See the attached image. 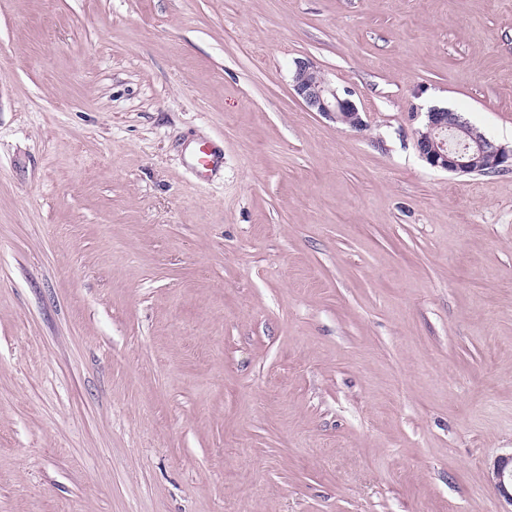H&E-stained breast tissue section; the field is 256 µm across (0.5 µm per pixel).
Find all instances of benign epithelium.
I'll return each instance as SVG.
<instances>
[{"label":"benign epithelium","mask_w":512,"mask_h":512,"mask_svg":"<svg viewBox=\"0 0 512 512\" xmlns=\"http://www.w3.org/2000/svg\"><path fill=\"white\" fill-rule=\"evenodd\" d=\"M294 95L309 112L353 129L364 126L355 102L338 92L307 58L295 61ZM415 148L431 167L451 173L486 174L512 170V149L472 131L454 111L435 106L426 112L425 129L418 131ZM494 486L512 505V454L498 459L493 469Z\"/></svg>","instance_id":"obj_1"}]
</instances>
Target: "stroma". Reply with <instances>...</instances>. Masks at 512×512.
I'll return each instance as SVG.
<instances>
[{
    "mask_svg": "<svg viewBox=\"0 0 512 512\" xmlns=\"http://www.w3.org/2000/svg\"><path fill=\"white\" fill-rule=\"evenodd\" d=\"M434 106L512 147V0H0V512H512V171ZM292 87L294 95L307 111L318 112L335 123L344 121L353 129H361L364 126L355 102L339 93L320 75L317 67L309 59L299 58L295 61ZM456 114V115H455ZM461 114L447 107L426 112L425 130L418 131L415 148L432 168L461 174L500 173L512 170V149L473 133ZM455 140L448 143L445 134ZM493 475L495 488L512 505V453L498 459Z\"/></svg>",
    "mask_w": 512,
    "mask_h": 512,
    "instance_id": "obj_1",
    "label": "stroma"
}]
</instances>
